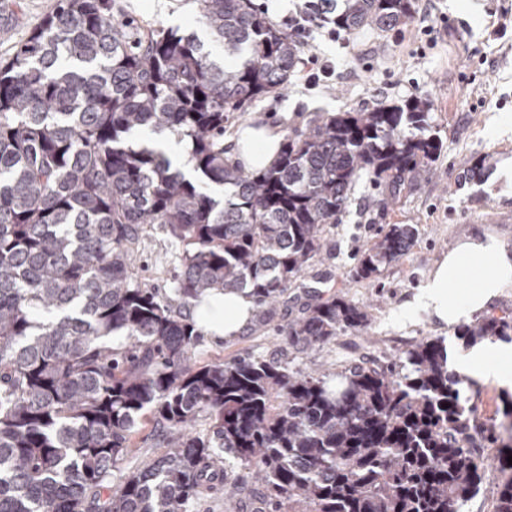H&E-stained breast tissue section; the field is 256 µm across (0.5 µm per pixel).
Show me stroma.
<instances>
[{
    "label": "stroma",
    "instance_id": "obj_1",
    "mask_svg": "<svg viewBox=\"0 0 512 512\" xmlns=\"http://www.w3.org/2000/svg\"><path fill=\"white\" fill-rule=\"evenodd\" d=\"M125 19L140 25L161 24L201 41L209 35L196 0H115ZM57 0H0V59L37 29ZM411 23L388 33L366 30L337 40L314 33L306 36V54L336 65V76L306 85L307 68L298 64L282 93L268 94L235 113L224 125L232 141L248 120L278 126L290 134L306 130L315 113L355 112L380 102H400L413 96L428 98L432 124L443 151L427 175L405 185L397 197L368 181L357 183L341 224L333 227L328 251L312 262L296 288L276 304L270 316H255L249 328L230 340L201 336L193 356L199 364L250 353L276 359L291 369L318 364L327 371L353 359L383 362L398 350L427 336L449 338L453 366L465 355L453 343L455 328L419 312L410 323L393 320L398 306L409 301L427 281L436 264L461 241L488 234L512 246V24L505 35L493 32L498 12L512 10V0H434L426 10L415 0ZM447 21H440V14ZM430 34H422V27ZM481 175H473L477 162ZM375 206H368L367 196ZM391 224H411L416 239L405 256L382 267L370 280L358 278L362 251ZM141 278L157 288L163 301H176L174 274L180 265L181 244L166 229L149 227L140 245ZM323 297H345L366 306V331L337 338L335 343L297 350L282 341L277 329L300 317L305 289ZM162 429L153 421L139 425L131 452L115 467L111 481L124 477L166 454Z\"/></svg>",
    "mask_w": 512,
    "mask_h": 512
}]
</instances>
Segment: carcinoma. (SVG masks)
Returning <instances> with one entry per match:
<instances>
[{"label": "carcinoma", "mask_w": 512, "mask_h": 512, "mask_svg": "<svg viewBox=\"0 0 512 512\" xmlns=\"http://www.w3.org/2000/svg\"><path fill=\"white\" fill-rule=\"evenodd\" d=\"M113 2L57 0L0 60V512H191L218 485L231 508L247 489L229 479L237 467L263 489L256 512H461L484 480L478 448L500 436L463 397L472 380L445 338L334 377L248 353L198 366L199 334L182 314L213 289L278 303L360 179L394 197L429 170L443 148L429 102L319 115L286 136L272 167L249 172L226 156L224 123L285 88L299 33L252 0H198L215 56L162 25L133 32ZM317 5L349 38L415 14L412 0ZM164 130L187 145L195 178L142 140ZM151 224L183 245L176 308L139 276ZM416 234L390 225L357 275L399 260ZM367 324L365 306L318 297L280 334L313 350ZM454 336L465 349L512 343V317L488 314ZM203 412L211 439L195 432ZM148 417L173 451L110 486ZM502 448L495 512H512Z\"/></svg>", "instance_id": "1"}]
</instances>
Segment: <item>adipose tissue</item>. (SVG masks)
Wrapping results in <instances>:
<instances>
[{
    "instance_id": "ef3b65f1",
    "label": "adipose tissue",
    "mask_w": 512,
    "mask_h": 512,
    "mask_svg": "<svg viewBox=\"0 0 512 512\" xmlns=\"http://www.w3.org/2000/svg\"><path fill=\"white\" fill-rule=\"evenodd\" d=\"M282 137L266 125H242L233 140L234 161L251 170L269 167L278 155ZM512 281V246L489 236L470 238L449 251L413 300L395 314L396 323L412 320L423 310L453 324L482 310L504 284ZM255 302L250 289L214 290L195 308L196 325L205 335L232 339L251 324Z\"/></svg>"
}]
</instances>
